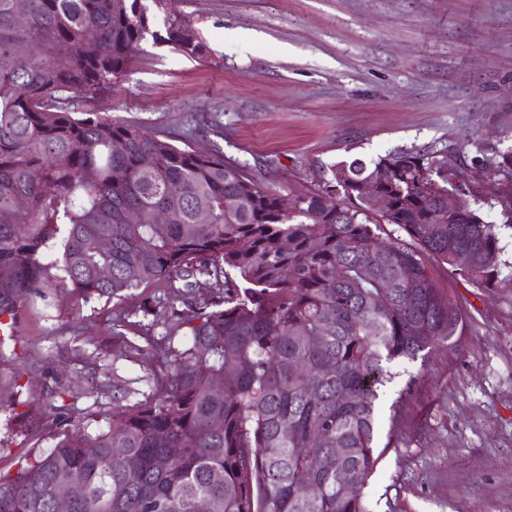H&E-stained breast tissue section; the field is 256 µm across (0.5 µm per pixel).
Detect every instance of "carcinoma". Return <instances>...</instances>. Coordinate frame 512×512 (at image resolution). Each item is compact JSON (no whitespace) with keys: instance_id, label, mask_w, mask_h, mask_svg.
<instances>
[{"instance_id":"cac0c4a2","label":"carcinoma","mask_w":512,"mask_h":512,"mask_svg":"<svg viewBox=\"0 0 512 512\" xmlns=\"http://www.w3.org/2000/svg\"><path fill=\"white\" fill-rule=\"evenodd\" d=\"M29 5L19 28L15 0H0V324L46 288L111 300L164 281L177 300V282L203 276L222 295L180 314L186 342L164 338L171 372L157 398L94 434L66 429L0 474V512H53L61 483L83 489L71 512H193L198 497L215 512H366L388 364L463 331L425 259L476 288L511 281L495 225L465 200L443 204L456 174L441 150L341 161L287 215L278 191L216 145L72 109L111 89L149 38L206 54L166 0ZM487 168L511 176L512 148ZM370 181L390 199L382 214L360 191ZM317 439L338 465L297 454Z\"/></svg>"}]
</instances>
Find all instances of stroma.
Wrapping results in <instances>:
<instances>
[{"label": "stroma", "mask_w": 512, "mask_h": 512, "mask_svg": "<svg viewBox=\"0 0 512 512\" xmlns=\"http://www.w3.org/2000/svg\"><path fill=\"white\" fill-rule=\"evenodd\" d=\"M208 46L198 60L144 41L110 90L75 110L182 138L212 122L226 162L288 193L332 165L443 150L468 201L497 227L512 265V178L485 162L512 147V0H168ZM427 265L465 316L454 349L391 363L377 400L386 451L363 490L368 512H512V288H476ZM208 284L169 304L165 283L122 300L48 294L0 345V473L81 424L154 399L169 367L158 349ZM156 307L142 316L143 303ZM152 334L141 337L142 323Z\"/></svg>", "instance_id": "1"}]
</instances>
